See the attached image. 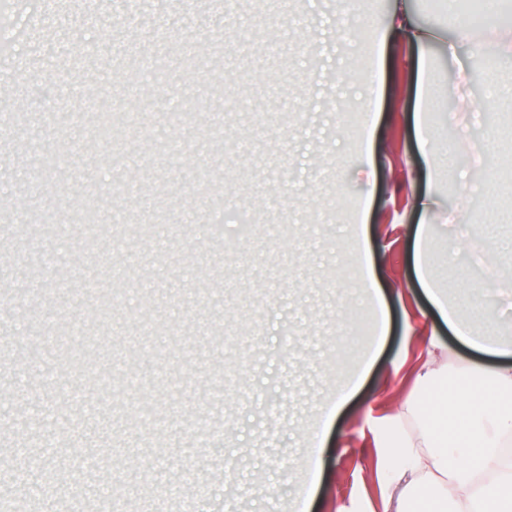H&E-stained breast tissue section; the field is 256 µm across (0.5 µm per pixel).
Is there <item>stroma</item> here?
<instances>
[{"label": "stroma", "mask_w": 512, "mask_h": 512, "mask_svg": "<svg viewBox=\"0 0 512 512\" xmlns=\"http://www.w3.org/2000/svg\"><path fill=\"white\" fill-rule=\"evenodd\" d=\"M335 0H250L226 15L212 0H148L127 18L122 0H0V497L14 512H294L302 459L337 371L361 372L355 394L320 447L311 512H377L383 472L377 421L412 392L386 382L391 361L417 344L426 301L413 280L411 240L387 222L356 218L361 126L340 106L362 86L342 40ZM488 31L457 60L438 57L434 82L470 76L477 110L467 126L450 113L433 123L429 153L412 134L414 98L392 108L391 91L415 76L384 60L371 164L372 212L403 210L401 160L432 158L453 195L426 221L437 288L462 313L491 319L512 337V66L489 60ZM164 60L153 101L133 103L138 62ZM94 75L99 102L142 114L94 148L74 121L84 91L60 97L64 73ZM185 112L169 123L164 112ZM224 128L205 143L201 127ZM183 144L178 156L146 140ZM74 145L67 173L44 158ZM137 172L136 199L117 190ZM101 202L94 239L51 233L61 212ZM461 207L466 221L450 224ZM367 237L377 274L404 282L387 291L389 333L373 347L376 310L351 240ZM111 289L115 304L89 336L105 367L136 373L89 385L71 359L44 351L49 326L87 324L81 288L63 292L58 269ZM351 328L337 342V327ZM205 420L197 436L188 425Z\"/></svg>", "instance_id": "obj_1"}]
</instances>
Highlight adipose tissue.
<instances>
[{"label":"adipose tissue","instance_id":"ef3b65f1","mask_svg":"<svg viewBox=\"0 0 512 512\" xmlns=\"http://www.w3.org/2000/svg\"><path fill=\"white\" fill-rule=\"evenodd\" d=\"M469 26H457L453 34L424 24L408 0H392L384 19L374 21L364 40L371 60L383 59L387 49L408 48L403 69L417 75L414 134L420 145L429 142L428 119L440 111V95L432 83L435 51L448 57L473 44ZM413 269L418 285L438 321L458 342L479 355L498 357L494 366L469 362L463 378L451 381L439 360L448 349L437 334L421 339L425 358L416 373L418 384H443L445 410L425 418L410 397L398 401L382 423L391 432L387 449L394 462L393 476L381 482V512H512V457H504L500 442L512 438V343L502 344L481 329L482 316L463 319L435 287L428 265L423 227L411 229Z\"/></svg>","mask_w":512,"mask_h":512}]
</instances>
